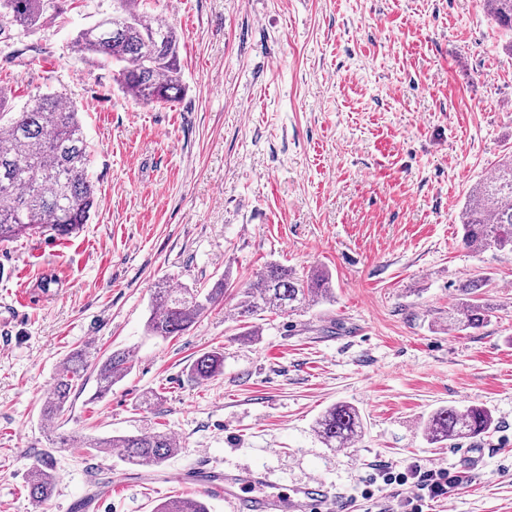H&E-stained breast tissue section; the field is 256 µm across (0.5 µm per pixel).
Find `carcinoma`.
<instances>
[{"label":"carcinoma","instance_id":"cac0c4a2","mask_svg":"<svg viewBox=\"0 0 512 512\" xmlns=\"http://www.w3.org/2000/svg\"><path fill=\"white\" fill-rule=\"evenodd\" d=\"M121 13L105 17L81 30L72 41L75 53L102 59L115 66L113 80L132 99L144 104L169 102L182 92L180 40L175 28L147 10L139 0H120ZM54 0H0V18L24 30L33 28ZM489 13L499 27L512 30V0H489ZM87 140L79 107L51 93L35 94L16 111L0 90V243L34 234L68 237L88 223L95 202V185L89 175ZM462 243L469 248L494 246L512 251V155L503 159L493 174L470 191L461 212ZM490 279L465 281L461 302L448 310V328L465 331L483 326L489 308L481 289ZM228 279L210 288L155 286L149 335L167 339L187 331L210 307L224 300ZM234 320L245 324L241 336L258 335L250 324L266 312L290 313L333 298L332 274L312 268L299 273L279 263L267 264L256 280L241 289ZM89 367L85 352L76 350L57 367L53 383L41 407L43 421L55 424L67 412ZM132 368L126 350L112 352L96 365L95 395L101 398ZM224 371V353L202 352L192 363L190 377L200 383ZM494 423L491 412L477 405L443 406L425 426L433 444L486 434ZM317 433L330 448H342L362 431L358 410L348 404L328 408L317 420ZM62 448H90L98 453L122 449L123 460L133 466L157 468L177 452L173 437L165 431L149 434L89 439L59 437ZM57 476L46 452L29 467L27 489L36 501L49 499ZM155 512H208L196 497L169 499Z\"/></svg>","mask_w":512,"mask_h":512}]
</instances>
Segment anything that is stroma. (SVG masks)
<instances>
[{"instance_id": "stroma-1", "label": "stroma", "mask_w": 512, "mask_h": 512, "mask_svg": "<svg viewBox=\"0 0 512 512\" xmlns=\"http://www.w3.org/2000/svg\"><path fill=\"white\" fill-rule=\"evenodd\" d=\"M22 32H0V87L15 106L57 91L82 110L95 206L77 235L0 244V512H154L191 494L176 470L208 456L285 485L322 478L354 512H405L406 488L369 476L445 468L461 482L427 512H512V251L472 250L459 213L512 152V33L484 0H145L181 36L184 92L143 105L110 62L75 54L77 33L115 0H57ZM271 262L333 278L334 299L267 313L247 341L238 285ZM486 276L482 327L448 328L467 279ZM232 287L184 334L147 336L155 283ZM221 375L196 383L202 352ZM127 350L132 369L102 399L95 379L55 426L40 415L59 363ZM360 413L362 435L326 447L330 406ZM491 410L494 430L428 443L442 406ZM164 430L177 454L155 472L119 449L56 448ZM482 466L462 470L463 449ZM57 482L35 502L34 457ZM109 480L94 495L91 474ZM224 371V353L219 349L202 352L192 363L190 377L200 383L209 381Z\"/></svg>"}]
</instances>
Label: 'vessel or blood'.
Wrapping results in <instances>:
<instances>
[{"label":"vessel or blood","mask_w":512,"mask_h":512,"mask_svg":"<svg viewBox=\"0 0 512 512\" xmlns=\"http://www.w3.org/2000/svg\"><path fill=\"white\" fill-rule=\"evenodd\" d=\"M180 483H190L224 499L227 512H348L349 506L334 495L320 478L286 486L258 469L217 470L200 462L175 473Z\"/></svg>","instance_id":"b4317fda"}]
</instances>
